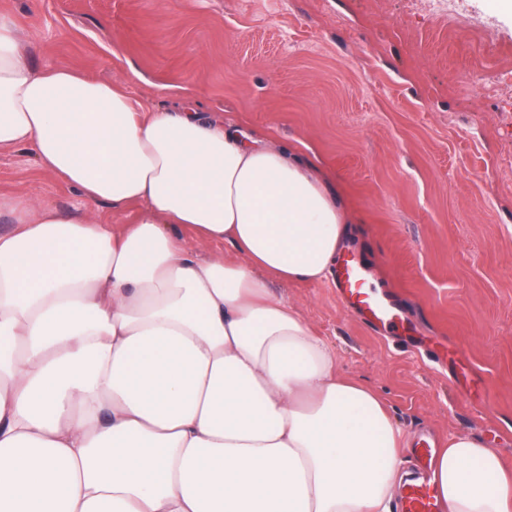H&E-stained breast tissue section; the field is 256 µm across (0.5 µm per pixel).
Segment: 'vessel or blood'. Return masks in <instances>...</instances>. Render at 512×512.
I'll list each match as a JSON object with an SVG mask.
<instances>
[{
    "instance_id": "vessel-or-blood-1",
    "label": "vessel or blood",
    "mask_w": 512,
    "mask_h": 512,
    "mask_svg": "<svg viewBox=\"0 0 512 512\" xmlns=\"http://www.w3.org/2000/svg\"><path fill=\"white\" fill-rule=\"evenodd\" d=\"M339 295L373 329L396 327L401 320L399 306L391 296L371 283L368 271L352 255L340 258L333 273ZM402 512H440L436 485L421 481L404 488Z\"/></svg>"
}]
</instances>
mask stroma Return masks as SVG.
<instances>
[{"instance_id": "obj_1", "label": "stroma", "mask_w": 512, "mask_h": 512, "mask_svg": "<svg viewBox=\"0 0 512 512\" xmlns=\"http://www.w3.org/2000/svg\"><path fill=\"white\" fill-rule=\"evenodd\" d=\"M35 66L123 82L318 167L345 239L413 341L370 329L330 279L276 283L373 388L405 443L464 434L512 470V17L494 0H0ZM0 193L70 214L76 190L0 152Z\"/></svg>"}]
</instances>
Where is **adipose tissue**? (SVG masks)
I'll return each mask as SVG.
<instances>
[{
  "label": "adipose tissue",
  "mask_w": 512,
  "mask_h": 512,
  "mask_svg": "<svg viewBox=\"0 0 512 512\" xmlns=\"http://www.w3.org/2000/svg\"><path fill=\"white\" fill-rule=\"evenodd\" d=\"M17 147L85 204L140 212L0 195V512H392L383 400L269 292L324 279L348 233L315 167L194 103L34 67L0 17V149ZM433 478L445 512H512V473L471 436Z\"/></svg>",
  "instance_id": "adipose-tissue-1"
}]
</instances>
